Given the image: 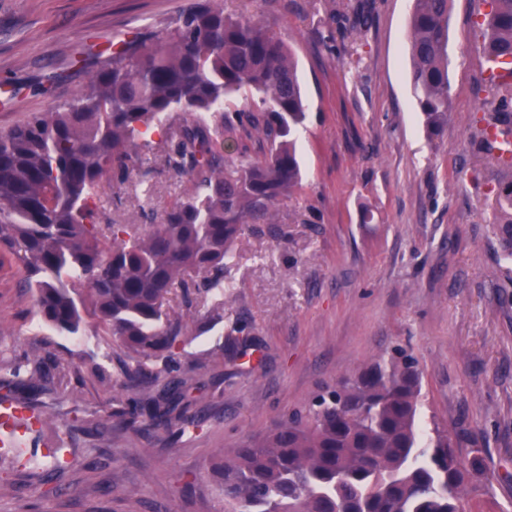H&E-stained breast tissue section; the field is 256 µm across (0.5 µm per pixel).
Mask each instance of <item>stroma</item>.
Here are the masks:
<instances>
[{
  "instance_id": "35a3bbf8",
  "label": "stroma",
  "mask_w": 512,
  "mask_h": 512,
  "mask_svg": "<svg viewBox=\"0 0 512 512\" xmlns=\"http://www.w3.org/2000/svg\"><path fill=\"white\" fill-rule=\"evenodd\" d=\"M188 0H0V82L11 107L0 130L70 98L130 32L169 22ZM373 21L346 30L357 0H223L277 31L298 63L307 118L295 138L302 187L274 207L285 238L246 231L224 271V320L174 302L188 324L172 380L191 379L200 432L89 430L68 439L73 417L121 407L114 374L123 348L87 329L60 336L39 326L23 277L0 261V366L42 360L63 398L44 427L0 447V512H224L209 466L307 409L323 384L358 373L394 347L422 372L427 425L448 431L476 463L462 512H512V263L492 234L489 191L512 181L472 140L486 98L475 27L477 0H453L448 28V126L431 136L410 79L412 0H369ZM333 32L335 51L317 40ZM188 188L158 170L120 191L104 186L109 220L161 221ZM246 327L242 357L224 346L229 322ZM71 441L61 491L29 486L22 456Z\"/></svg>"
}]
</instances>
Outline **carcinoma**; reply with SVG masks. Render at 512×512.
<instances>
[{
    "label": "carcinoma",
    "mask_w": 512,
    "mask_h": 512,
    "mask_svg": "<svg viewBox=\"0 0 512 512\" xmlns=\"http://www.w3.org/2000/svg\"><path fill=\"white\" fill-rule=\"evenodd\" d=\"M452 0H413V93L429 131L448 125V21ZM476 26L484 57L512 66V0H483ZM248 109L224 110L240 92ZM493 114L476 121L478 148L493 156L486 129L512 141V82L488 81ZM306 119L297 64L272 27L224 14L219 0H190L163 26L136 33L110 52L73 95L0 130V259L24 270L35 316L66 336L88 323L119 342L126 406L95 423L135 429L141 419L170 435L199 430L189 380L161 383L177 362L188 325L170 307L210 305L224 319V268L252 224L302 185L293 135ZM163 125L154 146L143 130ZM236 151L224 155V131ZM159 164L189 191L158 224L104 221L100 189L123 186ZM493 232L512 261V182L493 189ZM162 363L163 369L152 367ZM23 405L54 393L40 367ZM422 370L401 350L327 389L316 408L267 435L220 454L211 471L224 512H459L469 469L448 433L421 417ZM49 482L43 464H22Z\"/></svg>",
    "instance_id": "carcinoma-1"
}]
</instances>
